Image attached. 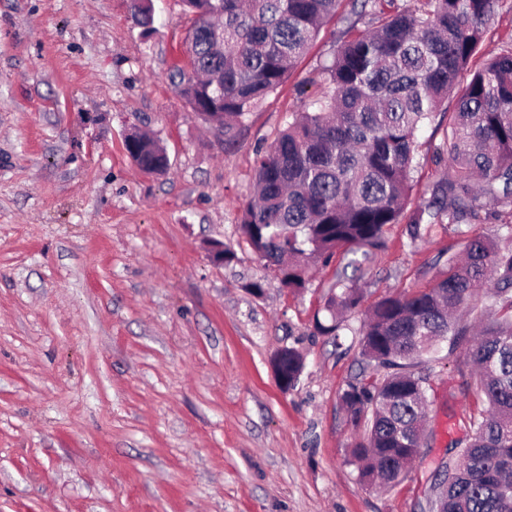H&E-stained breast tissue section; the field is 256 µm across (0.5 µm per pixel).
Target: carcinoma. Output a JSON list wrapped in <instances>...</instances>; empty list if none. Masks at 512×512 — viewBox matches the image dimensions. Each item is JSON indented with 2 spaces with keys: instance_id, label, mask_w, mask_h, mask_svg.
Here are the masks:
<instances>
[{
  "instance_id": "carcinoma-1",
  "label": "carcinoma",
  "mask_w": 512,
  "mask_h": 512,
  "mask_svg": "<svg viewBox=\"0 0 512 512\" xmlns=\"http://www.w3.org/2000/svg\"><path fill=\"white\" fill-rule=\"evenodd\" d=\"M195 15L192 74L175 67L172 85L192 108L220 113L230 136L276 93L336 16L339 0H183ZM501 0H351L352 22L333 60L320 69L324 96L257 154L258 201L240 218L241 232L265 267L288 288H302L309 262H329L339 249L368 257L385 245V227L406 224L411 242L426 228L452 226L463 255L448 257L430 288L382 298L363 329L361 355L384 370L358 378L340 396L357 432L351 462L361 482L386 489L408 474L426 443L423 422L429 376L420 358L442 342L465 343L475 369L461 392L485 408L469 418L459 459L436 468L442 512H512V224L498 242L480 225L512 212V47L474 69ZM143 33L153 31L151 0H130ZM438 153L448 175L408 209L417 167V132L448 97ZM131 158L163 174L169 157L159 142L133 133ZM483 298L494 318L480 338L465 320ZM363 290L341 277L330 289L315 330L339 339V314L358 308ZM273 366L297 385L305 361L293 347Z\"/></svg>"
}]
</instances>
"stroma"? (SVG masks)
Instances as JSON below:
<instances>
[{"mask_svg":"<svg viewBox=\"0 0 512 512\" xmlns=\"http://www.w3.org/2000/svg\"><path fill=\"white\" fill-rule=\"evenodd\" d=\"M152 3L145 38L130 0H0V512H419L475 408L467 349L424 357L428 445L393 487L360 484L340 395L365 308L430 287L462 237L388 226L337 345L313 319L343 257L291 290L240 230L256 153L320 96L349 0L231 140L169 80L191 16ZM134 131L161 140L167 174L134 164ZM443 138L435 121L418 134L413 202L448 172ZM215 242L236 260L213 262ZM285 346L305 358L288 390L271 365Z\"/></svg>","mask_w":512,"mask_h":512,"instance_id":"35a3bbf8","label":"stroma"}]
</instances>
